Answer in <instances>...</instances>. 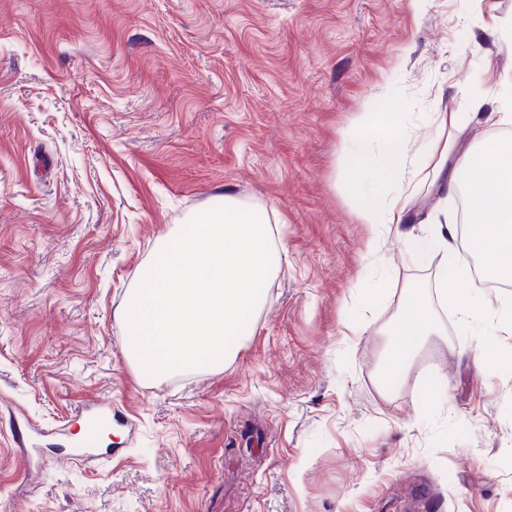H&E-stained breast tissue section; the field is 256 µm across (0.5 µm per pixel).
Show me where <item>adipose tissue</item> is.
<instances>
[{"label":"adipose tissue","instance_id":"ef3b65f1","mask_svg":"<svg viewBox=\"0 0 512 512\" xmlns=\"http://www.w3.org/2000/svg\"><path fill=\"white\" fill-rule=\"evenodd\" d=\"M341 161L350 176L357 200L359 223L371 230L385 224L408 223L406 190L420 174L410 162V140L396 113L367 107L356 124L341 138ZM449 192L469 194L473 226L468 248L480 262L486 279L512 281V140L488 139L464 152ZM449 269H442L435 286L437 297L450 299L462 324H469L482 309L499 308L505 330L512 335V303L478 299L471 291L453 285ZM438 324L422 288L406 289L396 320L389 327L391 343L384 372L403 374Z\"/></svg>","mask_w":512,"mask_h":512}]
</instances>
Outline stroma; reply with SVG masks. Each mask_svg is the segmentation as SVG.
I'll return each instance as SVG.
<instances>
[{"mask_svg":"<svg viewBox=\"0 0 512 512\" xmlns=\"http://www.w3.org/2000/svg\"><path fill=\"white\" fill-rule=\"evenodd\" d=\"M512 0H0V512H512V335L482 313L381 387L406 288L472 266L464 242L410 257L456 212L447 174L378 248L341 135L367 102L399 113L415 165L512 132L495 25ZM233 197L287 254L253 332L219 368L134 372L121 313L159 238ZM92 400L115 458L26 453ZM426 156V167H430L432 172L438 175L444 168L448 159V136L444 132L439 133L424 148Z\"/></svg>","mask_w":512,"mask_h":512,"instance_id":"stroma-1","label":"stroma"}]
</instances>
